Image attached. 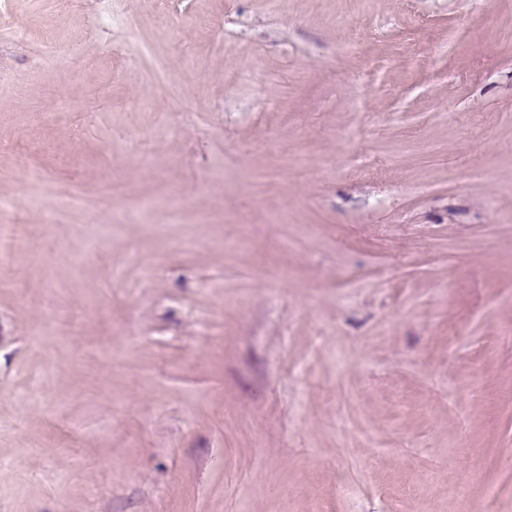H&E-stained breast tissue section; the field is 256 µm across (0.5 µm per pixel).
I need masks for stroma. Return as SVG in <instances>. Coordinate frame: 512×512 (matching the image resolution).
Segmentation results:
<instances>
[{
    "mask_svg": "<svg viewBox=\"0 0 512 512\" xmlns=\"http://www.w3.org/2000/svg\"><path fill=\"white\" fill-rule=\"evenodd\" d=\"M0 203V512H512V0H0Z\"/></svg>",
    "mask_w": 512,
    "mask_h": 512,
    "instance_id": "stroma-1",
    "label": "stroma"
}]
</instances>
